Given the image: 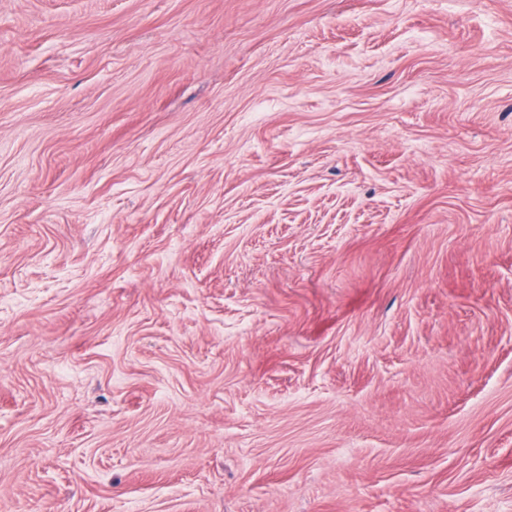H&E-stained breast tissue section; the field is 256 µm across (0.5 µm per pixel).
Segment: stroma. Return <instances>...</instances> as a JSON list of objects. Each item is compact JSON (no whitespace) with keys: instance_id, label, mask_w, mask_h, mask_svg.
<instances>
[{"instance_id":"obj_1","label":"stroma","mask_w":512,"mask_h":512,"mask_svg":"<svg viewBox=\"0 0 512 512\" xmlns=\"http://www.w3.org/2000/svg\"><path fill=\"white\" fill-rule=\"evenodd\" d=\"M0 512H512V0H0Z\"/></svg>"}]
</instances>
